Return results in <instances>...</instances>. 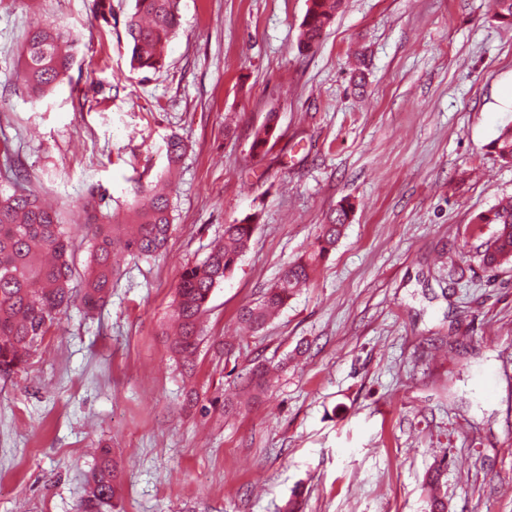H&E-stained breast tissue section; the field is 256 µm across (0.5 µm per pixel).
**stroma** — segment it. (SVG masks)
Returning <instances> with one entry per match:
<instances>
[{
  "mask_svg": "<svg viewBox=\"0 0 512 512\" xmlns=\"http://www.w3.org/2000/svg\"><path fill=\"white\" fill-rule=\"evenodd\" d=\"M110 3L108 26L93 0H0V180L25 171L80 266L91 188L123 205L175 133L174 231L0 376V512H82L105 446L123 489L100 512H429L438 456L448 512H512V265L484 269L494 227L475 221L512 196L490 147L512 124V26L491 0H343L303 51L306 0H180L166 64L142 76L123 25L134 2ZM38 23L78 43L69 80L34 100L16 75ZM271 112L275 136L252 154ZM346 201L310 286L241 331L242 305ZM247 217L256 231L186 375L164 335L175 285ZM261 361L280 368L272 387L225 411Z\"/></svg>",
  "mask_w": 512,
  "mask_h": 512,
  "instance_id": "obj_1",
  "label": "stroma"
}]
</instances>
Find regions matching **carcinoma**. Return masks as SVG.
<instances>
[{
	"label": "carcinoma",
	"mask_w": 512,
	"mask_h": 512,
	"mask_svg": "<svg viewBox=\"0 0 512 512\" xmlns=\"http://www.w3.org/2000/svg\"><path fill=\"white\" fill-rule=\"evenodd\" d=\"M180 0H134V9L124 22L130 67L156 72L164 67L168 44L180 22ZM341 0H307L301 23L299 48L309 50L330 25ZM493 17L512 25V0H492ZM76 39L68 30L34 25L22 53L19 78L34 97H42L69 77ZM275 115H267L251 144L262 152L274 133ZM497 156L512 163V126L503 128L492 141ZM187 146L177 135L165 141L166 166L155 180L132 187V200L124 208L108 213L89 200L83 205L89 239V258L79 282L70 240L58 213L45 205L27 187L26 176L17 172L0 185V375H11L25 367L31 352L44 341L50 327L80 293L88 309H95L112 291L117 270L112 255L118 251L134 259H149L162 251L172 231V188L168 174L180 163ZM353 205L342 203L321 225L313 248L287 265L281 277L261 298L243 305L239 321L257 333L272 315L285 307L296 289L307 285L317 266L336 248L349 223ZM477 224H495L497 230L485 243L482 263L493 271L512 263V196L499 201L475 218ZM255 225L245 222L224 225V238L217 241L204 261L186 267L175 287L171 318L177 332L170 338V351L191 363L202 333V317L213 290L236 268L247 250ZM269 386L268 367H253L241 384L255 400ZM446 464L435 460L425 478L430 512H447ZM119 490L118 474L111 450H101L100 460L87 478L86 507L94 508L114 498Z\"/></svg>",
	"instance_id": "carcinoma-1"
}]
</instances>
